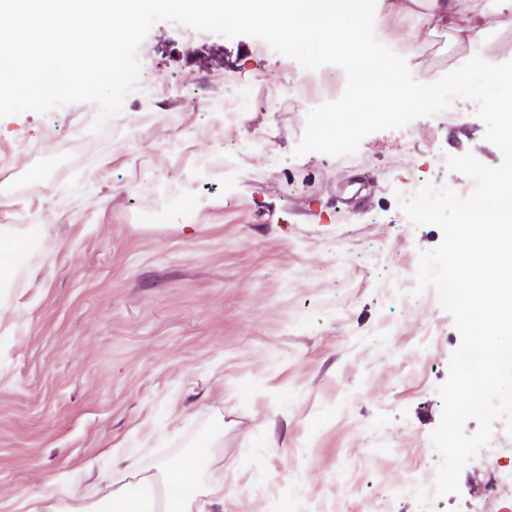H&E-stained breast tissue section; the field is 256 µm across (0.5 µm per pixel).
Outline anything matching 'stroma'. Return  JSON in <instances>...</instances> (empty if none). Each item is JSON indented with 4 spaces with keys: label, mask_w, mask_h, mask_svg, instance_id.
I'll use <instances>...</instances> for the list:
<instances>
[{
    "label": "stroma",
    "mask_w": 512,
    "mask_h": 512,
    "mask_svg": "<svg viewBox=\"0 0 512 512\" xmlns=\"http://www.w3.org/2000/svg\"><path fill=\"white\" fill-rule=\"evenodd\" d=\"M156 23L149 69L105 129L91 103L0 119V226L40 224L16 288L0 300V502L65 475L86 503L110 490L119 449L158 472L212 458L224 512H357L409 470L436 475L431 434L460 338L434 290L413 295L419 253L441 240L399 209L418 171L458 194L447 157L502 161L476 106L367 135L355 154L295 156L306 111L266 106L261 84L197 95L213 74L276 75L256 38ZM405 59L435 82L474 55L512 61V11L484 50L451 24L421 30ZM248 96L225 124L218 103ZM31 155L21 150L30 137ZM96 459L91 478L83 469ZM478 454L460 492L393 512H479Z\"/></svg>",
    "instance_id": "35a3bbf8"
}]
</instances>
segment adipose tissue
<instances>
[{
    "label": "adipose tissue",
    "mask_w": 512,
    "mask_h": 512,
    "mask_svg": "<svg viewBox=\"0 0 512 512\" xmlns=\"http://www.w3.org/2000/svg\"><path fill=\"white\" fill-rule=\"evenodd\" d=\"M204 471L202 460L194 457L141 476L135 485L113 490L102 512H223L220 489L204 482Z\"/></svg>",
    "instance_id": "ef3b65f1"
}]
</instances>
